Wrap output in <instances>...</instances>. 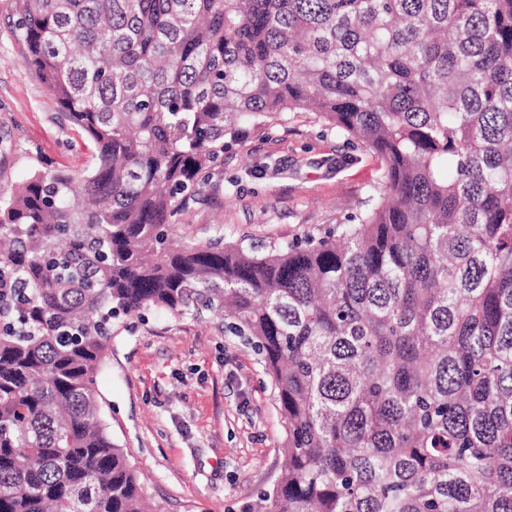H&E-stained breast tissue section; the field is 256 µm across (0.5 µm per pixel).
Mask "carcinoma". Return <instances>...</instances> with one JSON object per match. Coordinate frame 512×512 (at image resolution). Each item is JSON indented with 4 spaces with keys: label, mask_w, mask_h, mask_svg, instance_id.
Here are the masks:
<instances>
[{
    "label": "carcinoma",
    "mask_w": 512,
    "mask_h": 512,
    "mask_svg": "<svg viewBox=\"0 0 512 512\" xmlns=\"http://www.w3.org/2000/svg\"><path fill=\"white\" fill-rule=\"evenodd\" d=\"M91 150L0 196V512H150L97 391L112 319L248 336L286 431L247 512H512V0H17ZM312 111L378 160L319 239L174 242L253 130Z\"/></svg>",
    "instance_id": "1"
}]
</instances>
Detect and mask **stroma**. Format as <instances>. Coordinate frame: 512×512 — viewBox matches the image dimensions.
I'll return each mask as SVG.
<instances>
[{"mask_svg":"<svg viewBox=\"0 0 512 512\" xmlns=\"http://www.w3.org/2000/svg\"><path fill=\"white\" fill-rule=\"evenodd\" d=\"M0 0V192L35 172H80L90 152L26 61ZM378 161L313 112L249 133L205 174L178 215L176 241L266 251L321 237L363 211ZM114 440L158 512H246L283 464L284 419L255 349L203 311L120 320L98 377Z\"/></svg>","mask_w":512,"mask_h":512,"instance_id":"35a3bbf8","label":"stroma"}]
</instances>
